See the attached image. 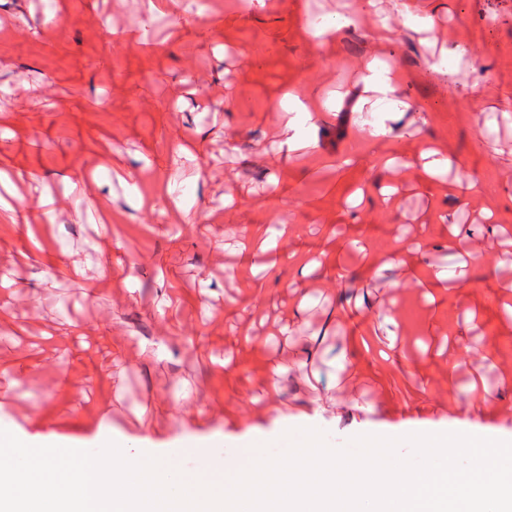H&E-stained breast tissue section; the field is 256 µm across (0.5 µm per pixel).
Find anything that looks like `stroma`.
<instances>
[{"instance_id": "35a3bbf8", "label": "stroma", "mask_w": 512, "mask_h": 512, "mask_svg": "<svg viewBox=\"0 0 512 512\" xmlns=\"http://www.w3.org/2000/svg\"><path fill=\"white\" fill-rule=\"evenodd\" d=\"M413 8L431 29L392 0H182L176 17L147 0H0V196L57 206L31 237L0 224V428L85 450L101 430L134 436L192 474L257 443L281 452L288 427L334 448L454 431L448 396L480 373L497 401L475 434L512 435L496 288L512 247L466 265L456 295L423 285L467 253L450 224L512 231V0ZM344 13L355 25L333 30ZM371 56L402 72L379 112L359 80ZM292 86L325 103L300 126L307 154L282 145ZM426 147L454 165L428 176ZM395 252L413 268L386 267ZM406 309L415 330L354 347L378 311ZM488 343L500 363L441 372L450 348ZM344 351L366 369L338 372Z\"/></svg>"}]
</instances>
